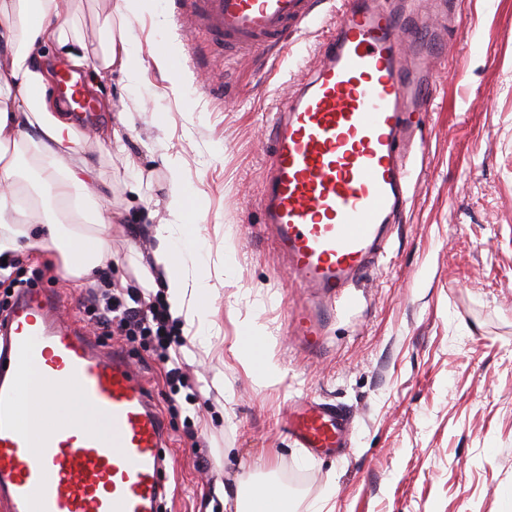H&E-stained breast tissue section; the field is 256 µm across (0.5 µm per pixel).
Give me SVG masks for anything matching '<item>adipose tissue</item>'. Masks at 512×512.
Here are the masks:
<instances>
[{"instance_id": "adipose-tissue-1", "label": "adipose tissue", "mask_w": 512, "mask_h": 512, "mask_svg": "<svg viewBox=\"0 0 512 512\" xmlns=\"http://www.w3.org/2000/svg\"><path fill=\"white\" fill-rule=\"evenodd\" d=\"M157 9L158 0H121L117 10L124 23L116 27L104 20L103 40L96 50L73 36L74 16L65 0H0V88L12 91L0 101V149L23 141L33 145L42 159V204L65 202L82 222L75 230L56 220L34 223L32 210L20 200L19 161L0 152V254L40 248L59 258L69 279L83 282L110 252L105 220L87 177L81 139L73 122L56 112L47 95L53 72L43 50L57 46L74 67L91 74L114 67L129 84H136L145 58L127 21ZM162 162L171 175L169 219L154 228L156 246L144 285L151 288L156 280H163L172 318L186 323L192 346L207 350L215 340L210 316L217 290L204 271L203 244L186 240L190 195L182 186L179 161L166 155ZM234 355L251 374L274 380L277 366L266 349L265 328L256 320H246ZM72 394L68 384L26 385L22 414L27 417L47 409L77 414ZM286 502L280 487L252 476L237 491L234 512H286Z\"/></svg>"}]
</instances>
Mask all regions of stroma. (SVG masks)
Returning a JSON list of instances; mask_svg holds the SVG:
<instances>
[{"label":"stroma","instance_id":"1","mask_svg":"<svg viewBox=\"0 0 512 512\" xmlns=\"http://www.w3.org/2000/svg\"><path fill=\"white\" fill-rule=\"evenodd\" d=\"M177 0H160L166 19L130 25L145 44L179 43L184 80L146 63L136 85L118 71L82 75L95 104L78 120L83 154L101 195L112 251V285H138L132 255L148 259L154 241L144 217L165 214L171 184L162 155L181 161L194 232L209 249L207 272L219 290L211 351L183 371L198 395L165 379L148 348L91 331L142 369L167 419L171 469L167 512H225L214 490L235 494L239 479L263 473L288 495L292 512L326 502L333 512H512V0H456L462 38L437 53V89L412 199L392 229L383 266L357 288L359 304L339 315L320 349L289 332L288 308L304 297L287 288L283 259L260 223L266 119L291 81L311 68L319 31L300 35L291 56L229 60L203 28L176 18ZM115 0H75L76 26L92 48ZM143 103L122 148L94 137L120 112ZM140 182L145 195L129 190ZM232 246V262L224 248ZM20 272L54 289L62 313L86 327L97 279L64 278L46 252L16 253ZM270 336L279 380L263 385L231 348L247 316ZM223 371L227 396L205 382ZM344 406L353 419L347 454L314 458L288 440L294 399Z\"/></svg>","mask_w":512,"mask_h":512}]
</instances>
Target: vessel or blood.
Here are the masks:
<instances>
[{"label":"vessel or blood","mask_w":512,"mask_h":512,"mask_svg":"<svg viewBox=\"0 0 512 512\" xmlns=\"http://www.w3.org/2000/svg\"><path fill=\"white\" fill-rule=\"evenodd\" d=\"M446 0H178L182 23L208 30L226 56L288 55L289 36L318 28L315 66L281 96L268 123L261 222L304 303L295 335L318 348L375 269L410 200L412 150L423 149L436 87L431 70L449 34ZM74 388L103 419L24 427L26 380ZM288 435L314 455L344 448L350 415L296 402ZM168 435L141 373L58 313L48 288H24L0 318V502L8 512H159Z\"/></svg>","instance_id":"1"}]
</instances>
